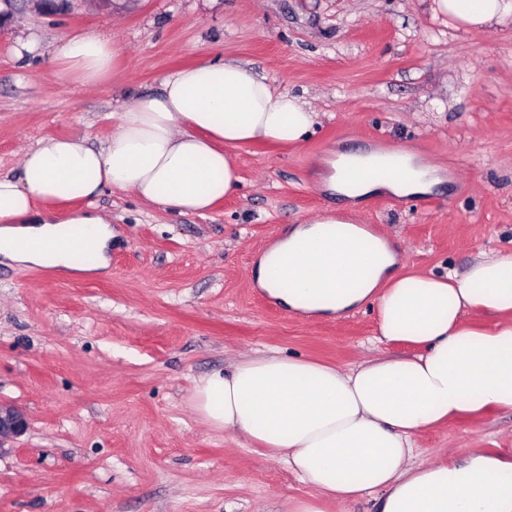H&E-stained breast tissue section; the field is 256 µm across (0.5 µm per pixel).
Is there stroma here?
<instances>
[{
  "label": "stroma",
  "instance_id": "obj_1",
  "mask_svg": "<svg viewBox=\"0 0 512 512\" xmlns=\"http://www.w3.org/2000/svg\"><path fill=\"white\" fill-rule=\"evenodd\" d=\"M0 175L76 133L99 144L125 99L186 66L236 61L301 96L320 123L298 144L230 148L238 191L205 216L102 190L110 267L79 277L0 265V403L28 429L0 449V512H287L304 487L284 464L192 410L194 382L273 349L337 367L372 358L375 316L309 320L250 273L271 241L344 197L318 183L330 150L406 146L440 169L432 192L374 195L352 216L403 268L464 272L512 248V18L464 28L435 0H0ZM125 47L96 88L48 63L65 38ZM417 447L512 458V412L453 420Z\"/></svg>",
  "mask_w": 512,
  "mask_h": 512
}]
</instances>
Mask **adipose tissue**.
<instances>
[{"mask_svg":"<svg viewBox=\"0 0 512 512\" xmlns=\"http://www.w3.org/2000/svg\"><path fill=\"white\" fill-rule=\"evenodd\" d=\"M438 8L467 28L512 17V0H438ZM122 52L109 37L72 36L56 74L94 88L111 78ZM113 118L102 146L83 135L47 138L26 151L18 175H0L1 259L100 273L112 219L90 197L110 187L181 215H206L241 182L227 147L301 142L320 114L247 65L225 61L167 75L158 92L132 97ZM385 158L403 166L402 178L346 182L343 168ZM324 163V186L351 200L424 195L441 181L435 166L404 148L331 153ZM77 198L84 208L58 211ZM256 280L304 315L371 306L379 344L418 348L345 370L267 351L196 381L191 405L205 423L285 464L306 487L288 512H325L326 502L368 496L380 512H512V461L473 448L444 464L419 458L414 443L454 418L512 411V248L480 256L461 274L407 272L386 240L324 216L279 238L260 258ZM477 313L498 321L478 326Z\"/></svg>","mask_w":512,"mask_h":512,"instance_id":"adipose-tissue-1","label":"adipose tissue"}]
</instances>
